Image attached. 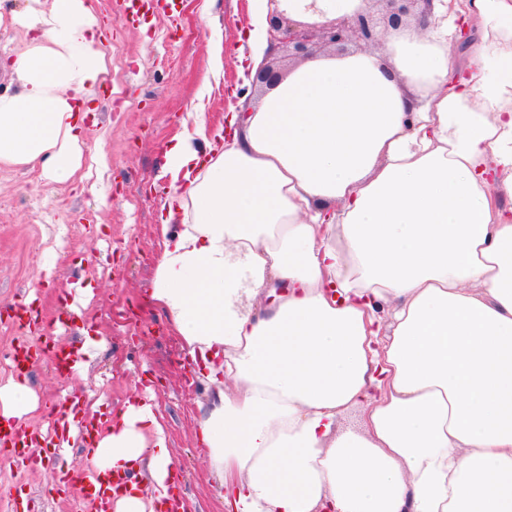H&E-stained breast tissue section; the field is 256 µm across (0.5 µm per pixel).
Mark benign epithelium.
<instances>
[{"mask_svg":"<svg viewBox=\"0 0 512 512\" xmlns=\"http://www.w3.org/2000/svg\"><path fill=\"white\" fill-rule=\"evenodd\" d=\"M368 6L325 22H295L275 9L269 15V52L288 49V57L307 59L321 49L346 53L350 48H367L382 43L383 32L412 20L428 25L434 0H366ZM283 73L272 63L263 64L252 85H276Z\"/></svg>","mask_w":512,"mask_h":512,"instance_id":"7a95c632","label":"benign epithelium"}]
</instances>
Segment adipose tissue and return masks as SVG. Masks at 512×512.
Listing matches in <instances>:
<instances>
[{
    "mask_svg": "<svg viewBox=\"0 0 512 512\" xmlns=\"http://www.w3.org/2000/svg\"><path fill=\"white\" fill-rule=\"evenodd\" d=\"M362 0H284L334 19ZM253 0L238 78L268 50ZM478 41L466 72L450 49ZM0 96V163L72 178L107 65L94 0L31 6ZM387 52L297 65L248 116L173 136L150 299L214 392L199 423L224 512H512V0H436ZM202 139L198 150L194 139ZM288 281L265 314L239 307ZM391 307L388 319L376 307ZM359 412L361 428L341 421ZM116 512L176 469L150 399L91 449ZM148 473L152 488L136 476Z\"/></svg>",
    "mask_w": 512,
    "mask_h": 512,
    "instance_id": "obj_1",
    "label": "adipose tissue"
}]
</instances>
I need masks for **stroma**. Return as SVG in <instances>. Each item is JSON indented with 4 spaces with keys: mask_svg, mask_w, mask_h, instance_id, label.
Wrapping results in <instances>:
<instances>
[{
    "mask_svg": "<svg viewBox=\"0 0 512 512\" xmlns=\"http://www.w3.org/2000/svg\"><path fill=\"white\" fill-rule=\"evenodd\" d=\"M96 11L109 74L92 101L80 169L56 183L37 165H0V386L15 376L12 352L32 339L25 322L12 316L26 301L41 312L44 341L58 346L80 344L83 321H92L103 349L78 376H61L47 357L29 368L38 408L26 416L27 428H44L51 405L65 393L100 399L105 412L150 396L190 512H224L196 435L208 389L190 373L165 317L143 303L160 252L166 143L181 132L186 113H201L213 129L230 108L258 95L241 85L236 69L249 0H167L142 17L121 0H97ZM27 44L22 23H0V95L18 91L11 62ZM101 196L106 205L98 204ZM88 284L94 296L83 318L66 316L67 292ZM86 464L76 445L67 459L46 456L35 469L0 447V512H25L28 499L36 512H93L82 490L58 487L59 467Z\"/></svg>",
    "mask_w": 512,
    "mask_h": 512,
    "instance_id": "obj_1",
    "label": "stroma"
}]
</instances>
